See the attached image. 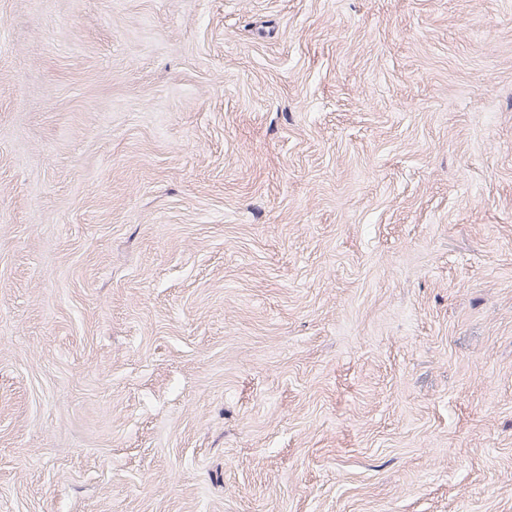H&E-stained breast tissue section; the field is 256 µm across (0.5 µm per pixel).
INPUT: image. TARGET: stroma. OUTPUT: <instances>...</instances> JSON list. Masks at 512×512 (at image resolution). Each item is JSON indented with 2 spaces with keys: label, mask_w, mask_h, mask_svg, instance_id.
I'll use <instances>...</instances> for the list:
<instances>
[{
  "label": "stroma",
  "mask_w": 512,
  "mask_h": 512,
  "mask_svg": "<svg viewBox=\"0 0 512 512\" xmlns=\"http://www.w3.org/2000/svg\"><path fill=\"white\" fill-rule=\"evenodd\" d=\"M0 512H512V0H0Z\"/></svg>",
  "instance_id": "obj_1"
}]
</instances>
